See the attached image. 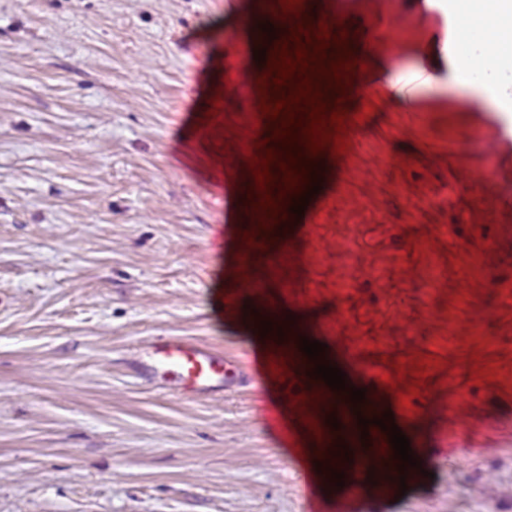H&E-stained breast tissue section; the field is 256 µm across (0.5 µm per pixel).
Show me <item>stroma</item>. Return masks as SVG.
I'll use <instances>...</instances> for the list:
<instances>
[{"label":"stroma","mask_w":512,"mask_h":512,"mask_svg":"<svg viewBox=\"0 0 512 512\" xmlns=\"http://www.w3.org/2000/svg\"><path fill=\"white\" fill-rule=\"evenodd\" d=\"M293 2L306 28L346 14V42L326 48L310 77L334 108L323 70L348 59L359 92L344 119L395 157L381 179L384 221L364 225L352 248L364 259L386 242L401 248L396 290L365 278L336 294L328 252L340 225L319 211L341 156L299 158L324 183L303 216L269 209L264 228L246 203L243 133L262 99L286 96L262 83L268 64L247 44L252 25L282 13L279 0H0V512H337L342 491L312 476L297 483L288 468L287 449L322 447L314 427L336 402L314 379L278 375L273 396L259 382L182 399L138 370L144 344L164 336L255 361L258 329L240 307L266 302L272 317L290 316L293 335L334 347L357 379L368 363L397 377L419 405L402 421L429 425L428 448H488L434 478L414 474L403 497L360 482V512H474L479 472L512 483V385L501 381L512 373V305L501 300L512 245L489 246L496 225H512V158L501 155L512 137L499 113L469 110L447 65L410 50L394 61L406 109L370 90L385 51L365 48L364 0ZM460 165L476 178L453 209L414 223L400 188L440 187ZM474 207L485 221L460 245L438 233ZM418 235L444 270L428 300L416 280L428 259L404 249ZM284 256L289 267L273 276ZM473 271L497 280L462 294ZM477 314L484 333L471 337ZM338 322L359 327L360 351ZM452 324L455 345L444 339ZM458 389L473 401L457 422Z\"/></svg>","instance_id":"stroma-1"}]
</instances>
